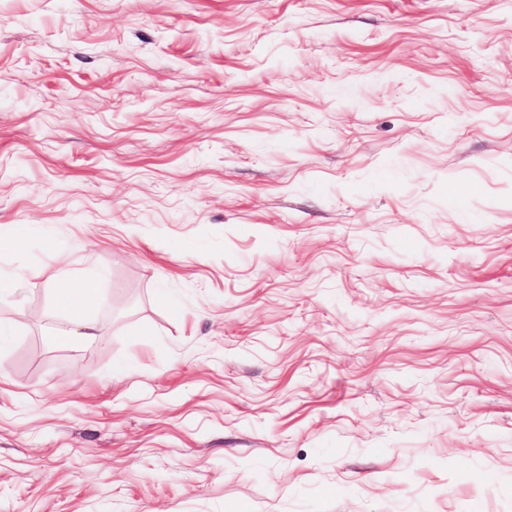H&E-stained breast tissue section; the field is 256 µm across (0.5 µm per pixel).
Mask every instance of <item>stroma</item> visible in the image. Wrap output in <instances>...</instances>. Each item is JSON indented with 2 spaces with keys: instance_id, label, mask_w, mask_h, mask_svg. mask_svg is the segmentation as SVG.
Masks as SVG:
<instances>
[{
  "instance_id": "1",
  "label": "stroma",
  "mask_w": 512,
  "mask_h": 512,
  "mask_svg": "<svg viewBox=\"0 0 512 512\" xmlns=\"http://www.w3.org/2000/svg\"><path fill=\"white\" fill-rule=\"evenodd\" d=\"M0 326V512H512V0H0ZM94 289L88 284L71 286L60 292L59 304L68 313L70 329L58 336L63 344L92 343L96 336V326L83 310V303L91 298Z\"/></svg>"
}]
</instances>
